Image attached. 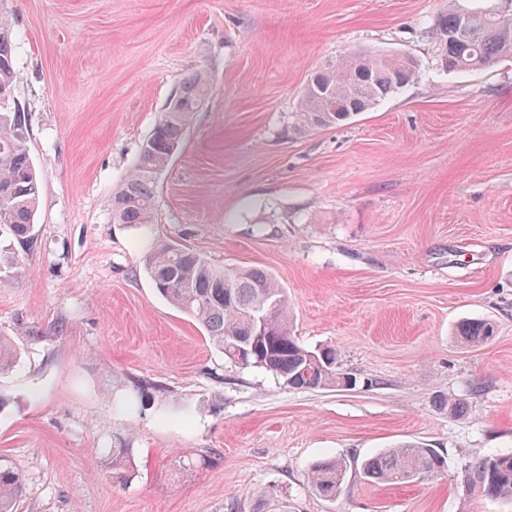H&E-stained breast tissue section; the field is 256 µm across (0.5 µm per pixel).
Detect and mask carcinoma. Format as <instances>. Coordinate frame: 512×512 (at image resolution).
I'll use <instances>...</instances> for the list:
<instances>
[{
	"mask_svg": "<svg viewBox=\"0 0 512 512\" xmlns=\"http://www.w3.org/2000/svg\"><path fill=\"white\" fill-rule=\"evenodd\" d=\"M433 35L440 65L448 71L482 69L512 57V21H502L497 13H445L436 19ZM416 74L417 62L408 54L353 55L319 68L308 75L302 89L294 113L297 130L330 127L366 112L412 82ZM16 80L11 23L0 11V228H6L20 247L18 252L0 254V269L22 272L23 254L35 241L41 178L30 156L25 113L6 107ZM208 93L205 72L182 83L178 111L162 113L113 195L112 204H120L114 222L154 223L156 180L172 160L173 148L183 144ZM145 269L158 293L200 324L229 361L270 372L296 390L337 389L349 377L336 367L335 349H308L291 333L285 290L268 271L216 268L199 253L173 245H163L147 256ZM258 307L266 314L261 327L248 316ZM493 335L494 326L487 321L463 322L456 333L467 345L483 344ZM436 406L451 416H464L469 409L460 399L440 398ZM446 467L443 454L420 442L400 444L361 464L366 477L390 484L433 479ZM346 472L344 461L321 462L311 472V486L320 496L334 499L343 490ZM463 473L464 496L512 501V452L475 457L465 463ZM22 493L21 475L0 467V512H15Z\"/></svg>",
	"mask_w": 512,
	"mask_h": 512,
	"instance_id": "cac0c4a2",
	"label": "carcinoma"
}]
</instances>
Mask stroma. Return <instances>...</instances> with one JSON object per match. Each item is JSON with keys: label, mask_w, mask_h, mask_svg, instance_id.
Segmentation results:
<instances>
[{"label": "stroma", "mask_w": 512, "mask_h": 512, "mask_svg": "<svg viewBox=\"0 0 512 512\" xmlns=\"http://www.w3.org/2000/svg\"><path fill=\"white\" fill-rule=\"evenodd\" d=\"M37 240L0 272V466L17 512H512L465 504L461 469L512 450V58L438 66L428 29L512 0H7ZM405 52L413 83L340 126L292 128L315 69ZM204 71L206 109L160 175L157 221L112 196L165 104ZM178 243L271 272L293 333L335 348L349 391L294 390L226 360L143 265ZM493 338L461 344L465 321ZM465 399L452 417L436 396ZM421 442L448 471L387 484L360 465ZM128 449L125 479L112 451ZM343 458L336 499L310 470ZM23 493L21 475L10 468L0 467V512L16 511V504Z\"/></svg>", "instance_id": "35a3bbf8"}]
</instances>
